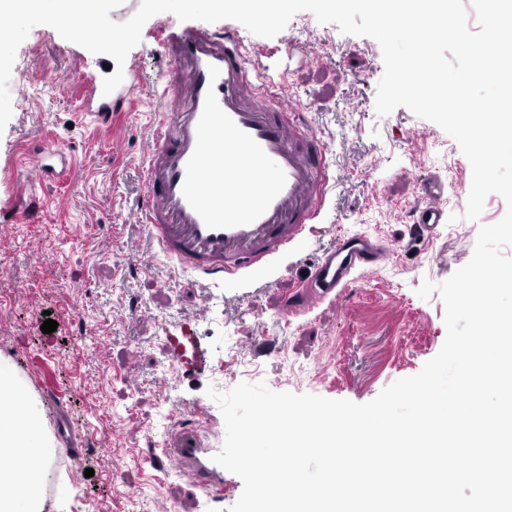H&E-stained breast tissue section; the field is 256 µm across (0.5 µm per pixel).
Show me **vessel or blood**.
<instances>
[{
    "mask_svg": "<svg viewBox=\"0 0 512 512\" xmlns=\"http://www.w3.org/2000/svg\"><path fill=\"white\" fill-rule=\"evenodd\" d=\"M173 64L171 84L158 97L157 118L144 153L145 205L137 215L160 254L210 284L244 279L271 268L322 218L329 176L327 146L304 119L287 89L286 72L270 73L267 51L237 35L207 29L164 31ZM68 80L79 90L83 113L101 126L132 104L135 83L104 94L103 81L78 69ZM57 152L44 147L27 175L52 180ZM426 200L415 222L427 233L447 223L433 178H420ZM381 247L361 236L337 237L300 282L304 308L337 300L361 269L384 261ZM174 359L205 368L196 336L169 339ZM163 456L206 492L224 489L196 423L181 422Z\"/></svg>",
    "mask_w": 512,
    "mask_h": 512,
    "instance_id": "vessel-or-blood-1",
    "label": "vessel or blood"
}]
</instances>
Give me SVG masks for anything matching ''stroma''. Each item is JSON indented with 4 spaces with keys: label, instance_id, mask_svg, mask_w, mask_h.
<instances>
[{
    "label": "stroma",
    "instance_id": "stroma-1",
    "mask_svg": "<svg viewBox=\"0 0 512 512\" xmlns=\"http://www.w3.org/2000/svg\"><path fill=\"white\" fill-rule=\"evenodd\" d=\"M200 28L164 12L143 26L127 55L137 65L133 107L110 128L82 114L79 93L66 81L76 66L97 57L48 25L33 27L19 45L7 83L12 116L0 133V357L9 359L19 386L53 440L59 461L46 486V504L63 512H229L243 481L227 473L224 495L196 489L158 455L188 411L203 408L211 448L221 450L225 423L206 390L226 392L241 382H265L277 392L310 393L363 404L395 381L417 374L446 338L440 294L421 299L423 280L439 284L471 259L481 226L499 221L506 203L490 194L479 219L465 216L472 169L440 126L400 107L375 109L384 65L379 43L297 13L274 37L250 35L271 50L293 43L291 56L270 63L288 68V86L326 140L335 187L324 225L297 242L272 273L247 283L204 285L159 255L136 214L144 202L143 153L157 98L171 78L162 27ZM52 145L81 169L43 185L28 183L26 164ZM434 175L445 185L448 222L435 239L414 224L417 180ZM37 198L39 218L14 212ZM361 234L392 248L336 302L293 313L304 270L336 235ZM145 259L132 265L131 254ZM208 294L200 302V294ZM56 331L45 334V319ZM188 330L202 339L209 366L197 370L173 359L168 338ZM58 367L62 409L36 388L35 360ZM165 392H157L158 379ZM65 419L83 441L89 478H67L71 452L58 440Z\"/></svg>",
    "mask_w": 512,
    "mask_h": 512
}]
</instances>
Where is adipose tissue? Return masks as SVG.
<instances>
[{
	"label": "adipose tissue",
	"mask_w": 512,
	"mask_h": 512,
	"mask_svg": "<svg viewBox=\"0 0 512 512\" xmlns=\"http://www.w3.org/2000/svg\"><path fill=\"white\" fill-rule=\"evenodd\" d=\"M0 447L13 456L0 463V512H42L43 490L52 474L54 447L41 435L12 364L0 358Z\"/></svg>",
	"instance_id": "ef3b65f1"
}]
</instances>
